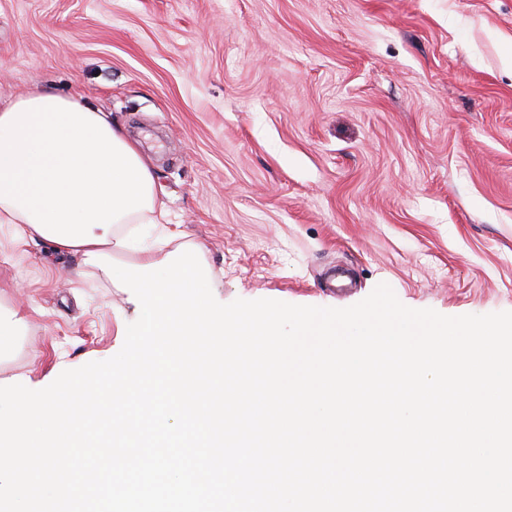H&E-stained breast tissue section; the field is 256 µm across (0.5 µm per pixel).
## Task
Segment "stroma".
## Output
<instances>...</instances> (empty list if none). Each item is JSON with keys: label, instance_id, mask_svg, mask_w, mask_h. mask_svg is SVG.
Listing matches in <instances>:
<instances>
[{"label": "stroma", "instance_id": "stroma-1", "mask_svg": "<svg viewBox=\"0 0 512 512\" xmlns=\"http://www.w3.org/2000/svg\"><path fill=\"white\" fill-rule=\"evenodd\" d=\"M512 0H0V105L32 86L126 130L217 301L345 308L377 284L446 316L512 311ZM24 319L0 384L115 356L108 270L0 224Z\"/></svg>", "mask_w": 512, "mask_h": 512}]
</instances>
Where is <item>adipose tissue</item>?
I'll return each mask as SVG.
<instances>
[{
  "label": "adipose tissue",
  "instance_id": "1",
  "mask_svg": "<svg viewBox=\"0 0 512 512\" xmlns=\"http://www.w3.org/2000/svg\"><path fill=\"white\" fill-rule=\"evenodd\" d=\"M166 211L152 169L104 113L38 86L0 107V224L64 254L116 258L132 225Z\"/></svg>",
  "mask_w": 512,
  "mask_h": 512
}]
</instances>
